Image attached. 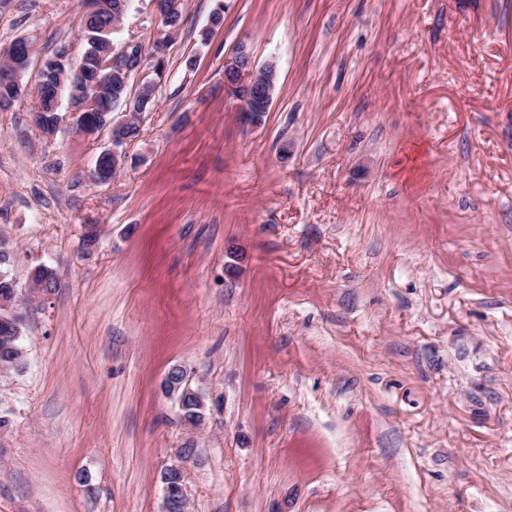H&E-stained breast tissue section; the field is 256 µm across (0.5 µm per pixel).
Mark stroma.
Wrapping results in <instances>:
<instances>
[{"instance_id":"35a3bbf8","label":"stroma","mask_w":512,"mask_h":512,"mask_svg":"<svg viewBox=\"0 0 512 512\" xmlns=\"http://www.w3.org/2000/svg\"><path fill=\"white\" fill-rule=\"evenodd\" d=\"M114 178L110 129L0 109L22 370L0 379V512H512V0H178ZM222 10L223 24L210 17ZM81 0H0V54L79 65ZM165 28L132 0L115 46ZM277 84L244 131L224 59ZM100 225L85 250V225ZM176 364L219 405L186 426ZM169 470H176L181 474L180 485L177 489L172 488L167 482L165 477H161V482L163 484V510L162 512H173L171 508L174 506L180 507V511L177 512H186L188 508V497L185 488V480H184V472L182 466L179 464H172L168 466L164 472ZM178 498V499H175Z\"/></svg>"}]
</instances>
